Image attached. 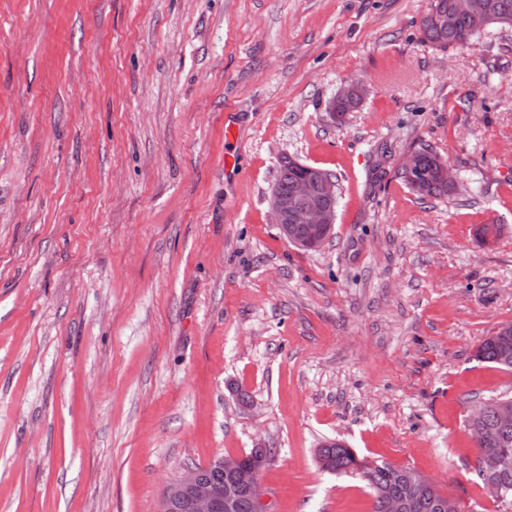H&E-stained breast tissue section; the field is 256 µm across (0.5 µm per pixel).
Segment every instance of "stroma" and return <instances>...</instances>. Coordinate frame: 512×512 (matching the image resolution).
Wrapping results in <instances>:
<instances>
[{"label":"stroma","mask_w":512,"mask_h":512,"mask_svg":"<svg viewBox=\"0 0 512 512\" xmlns=\"http://www.w3.org/2000/svg\"><path fill=\"white\" fill-rule=\"evenodd\" d=\"M430 5L0 0V512H161L259 441L267 512H370L326 439L505 512L465 421L512 394L475 358L512 324V30L436 50ZM424 146L456 195L402 183ZM286 157L339 180L315 252ZM348 95L358 96L362 98L363 96V86L360 82L352 81L351 83L345 85L341 90L337 93L336 98L333 100L331 107H335L336 109L332 112L333 116L343 115L345 112H349L352 109L356 108L361 100L359 98L347 97ZM345 98V99H341ZM339 99V100H338ZM337 100V101H336ZM336 112V113H335ZM308 173L307 168L289 157L284 158L271 188L275 187L279 192H271L270 207L280 235L291 246L303 251H317L330 239L336 221L338 180L328 171L336 181L327 173L315 170L311 179L298 181ZM292 187L289 196L281 194L290 193ZM293 224H301L307 233L295 236Z\"/></svg>","instance_id":"35a3bbf8"}]
</instances>
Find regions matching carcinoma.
Instances as JSON below:
<instances>
[{"instance_id":"carcinoma-1","label":"carcinoma","mask_w":512,"mask_h":512,"mask_svg":"<svg viewBox=\"0 0 512 512\" xmlns=\"http://www.w3.org/2000/svg\"><path fill=\"white\" fill-rule=\"evenodd\" d=\"M475 11L484 15L487 24L479 28L467 15L458 13L454 0H433L430 11L420 20L423 43L440 50L450 47H469L491 28L512 29V0H472ZM417 154L413 177L400 172V178L423 199L455 194V189L440 174L442 157L428 149L415 150ZM309 170L291 158L281 161L273 187L281 193L291 191L294 183L308 175ZM476 358L505 371H512V335L494 333L476 350ZM502 398L487 402L484 415L473 423H466L480 433L476 443L475 474L488 492L499 502L512 504V425L500 424L497 404ZM320 467L336 475H354L370 489L371 512H390L392 500H407L413 504L411 512H459L453 507L454 499L443 495L436 485H414L408 479L409 468L386 462L370 463L357 452L338 440L323 448H316ZM487 455H496L501 466L494 471H483L481 461Z\"/></svg>"}]
</instances>
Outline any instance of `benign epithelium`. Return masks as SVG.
Wrapping results in <instances>:
<instances>
[{
    "label": "benign epithelium",
    "mask_w": 512,
    "mask_h": 512,
    "mask_svg": "<svg viewBox=\"0 0 512 512\" xmlns=\"http://www.w3.org/2000/svg\"><path fill=\"white\" fill-rule=\"evenodd\" d=\"M270 207L280 235L294 248L317 251L330 239L336 221V181L317 170L312 178L295 183L289 195L271 192ZM230 478L222 491L204 481L199 470L188 467L166 485L161 512H170L171 505L182 503L187 512H234L236 492L248 493L260 512L266 509L265 489L260 471L242 463L239 456L217 460Z\"/></svg>",
    "instance_id": "7a95c632"
}]
</instances>
